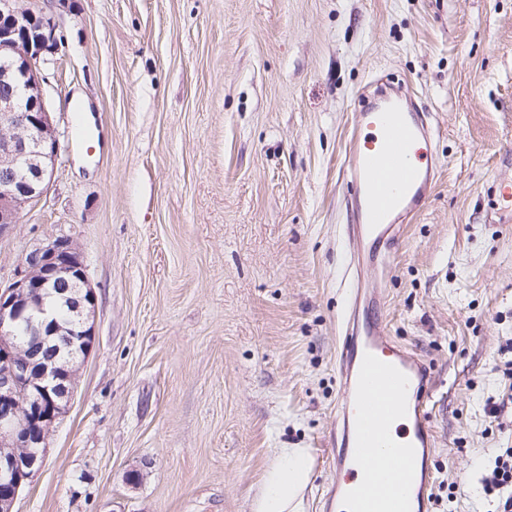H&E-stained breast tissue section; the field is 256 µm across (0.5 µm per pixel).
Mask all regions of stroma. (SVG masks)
<instances>
[{"mask_svg":"<svg viewBox=\"0 0 512 512\" xmlns=\"http://www.w3.org/2000/svg\"><path fill=\"white\" fill-rule=\"evenodd\" d=\"M54 14L46 193L0 235V285L79 247L95 339L14 512H252L308 449L325 512L353 246L345 137L372 80L431 113L439 175L376 280L435 376L431 512H487L512 448V0H21ZM140 474L137 483L126 480Z\"/></svg>","mask_w":512,"mask_h":512,"instance_id":"35a3bbf8","label":"stroma"}]
</instances>
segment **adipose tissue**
I'll use <instances>...</instances> for the list:
<instances>
[{"label": "adipose tissue", "instance_id": "adipose-tissue-1", "mask_svg": "<svg viewBox=\"0 0 512 512\" xmlns=\"http://www.w3.org/2000/svg\"><path fill=\"white\" fill-rule=\"evenodd\" d=\"M309 468L306 449H280L254 498L253 512H298Z\"/></svg>", "mask_w": 512, "mask_h": 512}]
</instances>
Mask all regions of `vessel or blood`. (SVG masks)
Wrapping results in <instances>:
<instances>
[{"mask_svg": "<svg viewBox=\"0 0 512 512\" xmlns=\"http://www.w3.org/2000/svg\"><path fill=\"white\" fill-rule=\"evenodd\" d=\"M432 129L415 105L367 103L348 131L349 235L356 254L387 269L404 228L422 211L438 167ZM340 400L332 458L338 480L326 495L336 512H430L434 430L430 371L379 322L348 317L340 354ZM410 439L394 443L395 419Z\"/></svg>", "mask_w": 512, "mask_h": 512, "instance_id": "vessel-or-blood-1", "label": "vessel or blood"}]
</instances>
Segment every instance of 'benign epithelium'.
Segmentation results:
<instances>
[{"instance_id":"1","label":"benign epithelium","mask_w":512,"mask_h":512,"mask_svg":"<svg viewBox=\"0 0 512 512\" xmlns=\"http://www.w3.org/2000/svg\"><path fill=\"white\" fill-rule=\"evenodd\" d=\"M60 43L58 24L19 0H0V234L18 223L26 204L45 192L58 158L59 131L47 112L41 75L46 55ZM71 292L69 313L83 338H94L96 295L77 244L57 238L25 257L20 278L0 287V512H14L23 487L45 460L52 427L67 412L77 371L53 359L32 369L14 340L22 322L30 336L62 330L45 297L60 285ZM7 448H34L25 461Z\"/></svg>"}]
</instances>
